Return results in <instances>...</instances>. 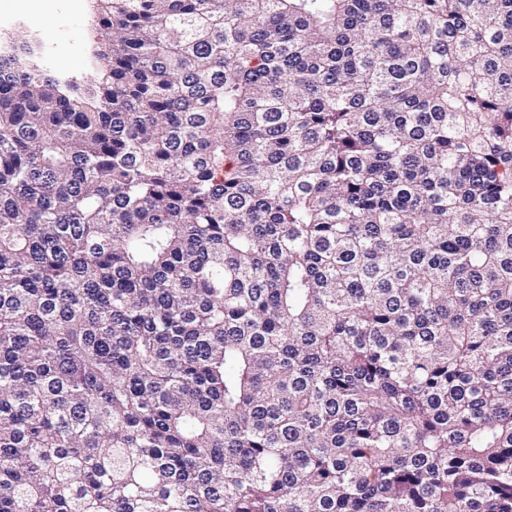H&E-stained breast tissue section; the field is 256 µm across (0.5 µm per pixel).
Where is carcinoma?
<instances>
[{"label":"carcinoma","instance_id":"cac0c4a2","mask_svg":"<svg viewBox=\"0 0 512 512\" xmlns=\"http://www.w3.org/2000/svg\"><path fill=\"white\" fill-rule=\"evenodd\" d=\"M0 59V512H512V0H99ZM102 35L94 0H0V54L19 56L61 86L83 91L102 82Z\"/></svg>","mask_w":512,"mask_h":512}]
</instances>
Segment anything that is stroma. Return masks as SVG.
I'll use <instances>...</instances> for the list:
<instances>
[{"mask_svg":"<svg viewBox=\"0 0 512 512\" xmlns=\"http://www.w3.org/2000/svg\"><path fill=\"white\" fill-rule=\"evenodd\" d=\"M96 0H0V55L19 56L60 84L102 80Z\"/></svg>","mask_w":512,"mask_h":512,"instance_id":"1","label":"stroma"}]
</instances>
